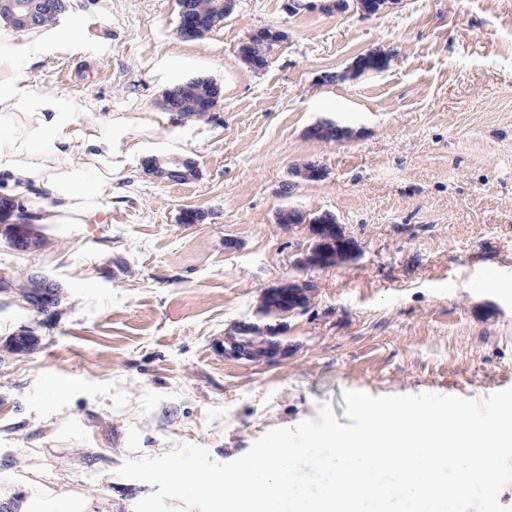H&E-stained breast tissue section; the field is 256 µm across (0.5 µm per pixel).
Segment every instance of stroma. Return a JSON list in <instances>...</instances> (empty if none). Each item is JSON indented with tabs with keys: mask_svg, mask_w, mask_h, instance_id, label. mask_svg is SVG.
Masks as SVG:
<instances>
[{
	"mask_svg": "<svg viewBox=\"0 0 512 512\" xmlns=\"http://www.w3.org/2000/svg\"><path fill=\"white\" fill-rule=\"evenodd\" d=\"M176 0H67L52 26L0 27L17 68L0 79L72 107L68 165L96 176L112 152L108 208L94 224H39L34 250L0 237V271L42 274L58 307L0 292V469L24 489L30 464L62 493L133 512L152 485L118 477L125 459L205 447L225 463L346 391L482 399L512 387V0H398L376 16L289 13L237 0L202 37L176 31ZM284 38L263 70L239 47ZM382 70L351 73L370 52ZM205 76L208 116L160 105ZM350 138H312L318 123ZM191 159L187 183L149 157ZM319 165V181L293 177ZM55 203L15 194L0 173V224ZM199 210L195 224L182 210ZM333 213L356 252L298 264L308 225L279 210ZM308 283L306 308L271 319L266 289ZM282 325L272 361L227 354L238 324ZM32 335L29 350L11 348Z\"/></svg>",
	"mask_w": 512,
	"mask_h": 512,
	"instance_id": "obj_1",
	"label": "stroma"
}]
</instances>
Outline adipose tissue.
Masks as SVG:
<instances>
[{
	"label": "adipose tissue",
	"instance_id": "adipose-tissue-1",
	"mask_svg": "<svg viewBox=\"0 0 512 512\" xmlns=\"http://www.w3.org/2000/svg\"><path fill=\"white\" fill-rule=\"evenodd\" d=\"M65 101L25 99L16 84H0V171L12 176L17 193L31 186L47 185L61 200L59 214L49 216L61 223L62 213L76 215L87 224L105 213L106 176L89 179L86 172L68 167L63 147L72 140L71 120ZM25 122L26 135L15 132L16 122ZM0 507L5 512H98L93 500L78 494L65 495L40 479L17 491L10 485L8 472L0 471Z\"/></svg>",
	"mask_w": 512,
	"mask_h": 512
}]
</instances>
